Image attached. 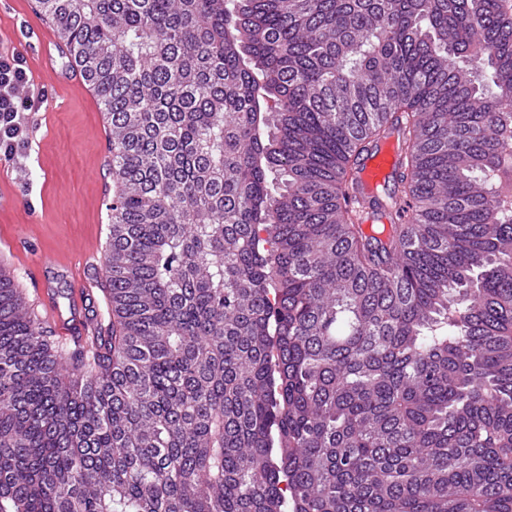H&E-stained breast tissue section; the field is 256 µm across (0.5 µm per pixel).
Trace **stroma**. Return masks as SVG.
<instances>
[{"mask_svg":"<svg viewBox=\"0 0 512 512\" xmlns=\"http://www.w3.org/2000/svg\"><path fill=\"white\" fill-rule=\"evenodd\" d=\"M39 0L0 5V54L18 55L29 76L22 96L36 97L28 144L0 152V259L16 270L34 308L54 300L65 320L86 333L101 314V270L76 281L81 256L104 254L112 202V154L102 109L73 81L43 69L33 25L50 24Z\"/></svg>","mask_w":512,"mask_h":512,"instance_id":"35a3bbf8","label":"stroma"}]
</instances>
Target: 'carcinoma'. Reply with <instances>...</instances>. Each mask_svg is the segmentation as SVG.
<instances>
[{"label": "carcinoma", "mask_w": 512, "mask_h": 512, "mask_svg": "<svg viewBox=\"0 0 512 512\" xmlns=\"http://www.w3.org/2000/svg\"><path fill=\"white\" fill-rule=\"evenodd\" d=\"M40 3L111 128L106 318L63 347L0 262V512H512V4ZM397 161V151L392 152L384 146L369 156L363 163L360 181L363 192L371 196L377 185L382 184L392 174Z\"/></svg>", "instance_id": "cac0c4a2"}]
</instances>
